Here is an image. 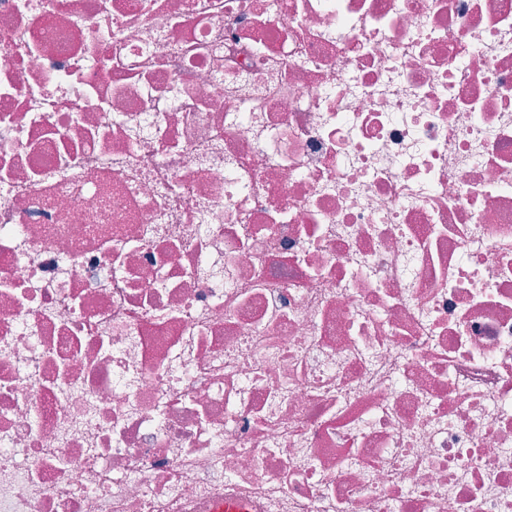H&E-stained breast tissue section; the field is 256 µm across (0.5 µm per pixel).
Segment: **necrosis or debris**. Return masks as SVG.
Wrapping results in <instances>:
<instances>
[{"label":"necrosis or debris","instance_id":"obj_1","mask_svg":"<svg viewBox=\"0 0 512 512\" xmlns=\"http://www.w3.org/2000/svg\"><path fill=\"white\" fill-rule=\"evenodd\" d=\"M512 512V0H0V512Z\"/></svg>","mask_w":512,"mask_h":512}]
</instances>
